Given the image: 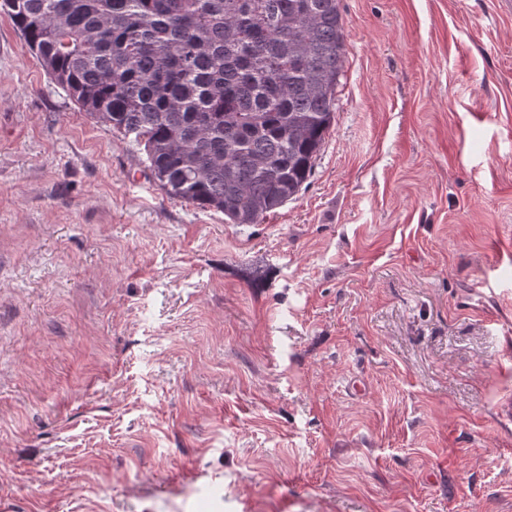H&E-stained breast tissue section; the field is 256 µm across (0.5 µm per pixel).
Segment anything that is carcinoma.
I'll list each match as a JSON object with an SVG mask.
<instances>
[{
	"instance_id": "1",
	"label": "carcinoma",
	"mask_w": 512,
	"mask_h": 512,
	"mask_svg": "<svg viewBox=\"0 0 512 512\" xmlns=\"http://www.w3.org/2000/svg\"><path fill=\"white\" fill-rule=\"evenodd\" d=\"M48 78L143 148L171 199L256 224L335 121L339 0H0Z\"/></svg>"
}]
</instances>
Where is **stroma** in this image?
<instances>
[{
    "instance_id": "35a3bbf8",
    "label": "stroma",
    "mask_w": 512,
    "mask_h": 512,
    "mask_svg": "<svg viewBox=\"0 0 512 512\" xmlns=\"http://www.w3.org/2000/svg\"><path fill=\"white\" fill-rule=\"evenodd\" d=\"M340 10L336 121L256 224L0 14V512H512V6Z\"/></svg>"
}]
</instances>
